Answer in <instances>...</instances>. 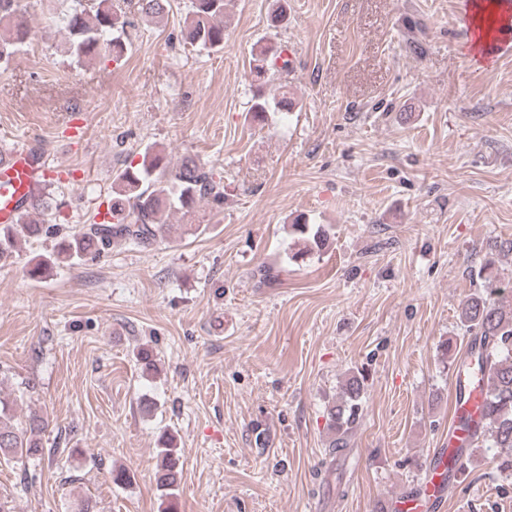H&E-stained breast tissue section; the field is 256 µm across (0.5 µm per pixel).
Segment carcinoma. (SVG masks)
I'll use <instances>...</instances> for the list:
<instances>
[{"label": "carcinoma", "instance_id": "1", "mask_svg": "<svg viewBox=\"0 0 512 512\" xmlns=\"http://www.w3.org/2000/svg\"><path fill=\"white\" fill-rule=\"evenodd\" d=\"M226 0H191L189 15L182 34L186 43L201 49L224 48V15ZM170 0H137V11L147 20H160L168 14ZM17 0H0V28L8 35L0 36V68L8 65L25 45L29 28L24 17L17 16ZM287 19L286 0H274L268 21L273 27ZM69 35V52L79 60L110 57L119 60L126 52L125 43L112 33L126 24L125 13L112 0H98L96 6L83 4L63 18ZM284 49L267 44L252 55L250 74L256 91L250 113L258 124L265 122L270 112H290L296 106L289 95L288 84L279 86L273 98L265 95L264 87L288 71V61L282 59ZM111 212L116 221L86 224L80 230L61 234L60 225L46 223L51 214L53 198L33 195L17 212L11 223L0 224V264L16 257L18 244L41 236L54 237L53 250L30 259L29 273L40 278L62 264L73 265L88 257L100 255L121 240L140 249L154 246L169 232V218L174 213L193 214L200 203L224 202L223 178H215L211 170L192 157H185L172 168L166 155L153 145L144 148L141 162L129 165L114 181ZM297 236L296 261L312 253H322L331 239L330 228L310 224L300 218L291 225ZM512 252V240L495 241L487 245V257L477 276L482 290L466 297L459 305V322L469 335L464 355H451L453 345H441V362L458 368L472 369L477 380L486 382L487 392L479 421L461 417L469 432L466 446L475 452L494 449L496 468L512 474V286L501 282L496 257ZM369 373L363 367L350 371L340 385L338 398L326 407V428L331 435L329 451L339 454L347 448L349 438L363 417ZM47 428L43 417L33 414L26 422L14 421L12 408L0 400V456L5 460L31 459L44 453L42 435ZM157 449L156 484L162 496L174 502L179 484L180 450L176 436L161 437Z\"/></svg>", "mask_w": 512, "mask_h": 512}]
</instances>
